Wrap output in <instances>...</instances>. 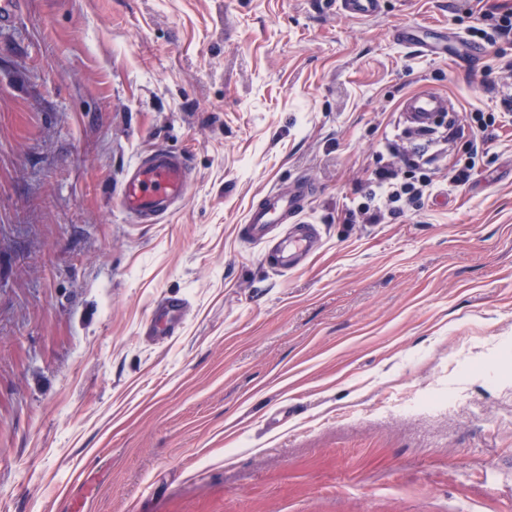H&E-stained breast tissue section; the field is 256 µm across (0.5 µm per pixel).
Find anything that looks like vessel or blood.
<instances>
[{"mask_svg":"<svg viewBox=\"0 0 512 512\" xmlns=\"http://www.w3.org/2000/svg\"><path fill=\"white\" fill-rule=\"evenodd\" d=\"M338 8L353 18L374 15L380 0H337ZM453 104L441 93L424 88L406 96L400 105L405 125L429 128L435 117L451 111ZM190 167L186 155L158 147L143 155L128 169L121 186V204L133 223L144 224L170 213L190 187ZM309 192L308 185L282 189L273 187L250 206L240 227L243 240L261 245L264 257L279 272L306 264L319 245L314 224L298 217L299 206ZM188 312L184 298L166 295L154 306L150 329L173 336L183 325Z\"/></svg>","mask_w":512,"mask_h":512,"instance_id":"b4317fda","label":"vessel or blood"}]
</instances>
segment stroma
Here are the masks:
<instances>
[{
  "label": "stroma",
  "mask_w": 512,
  "mask_h": 512,
  "mask_svg": "<svg viewBox=\"0 0 512 512\" xmlns=\"http://www.w3.org/2000/svg\"><path fill=\"white\" fill-rule=\"evenodd\" d=\"M512 0H23L0 28V512H512V120L460 188L349 224L429 86L453 126L512 71L396 29ZM495 83V91L485 82ZM188 155L164 222L121 209ZM305 179L322 242L279 273L238 235ZM181 294L179 335L148 334ZM338 9L352 18H366L374 15L380 0H337ZM185 154L157 147L128 169L121 186V204L133 223L144 224L174 210L190 187Z\"/></svg>",
  "instance_id": "35a3bbf8"
}]
</instances>
